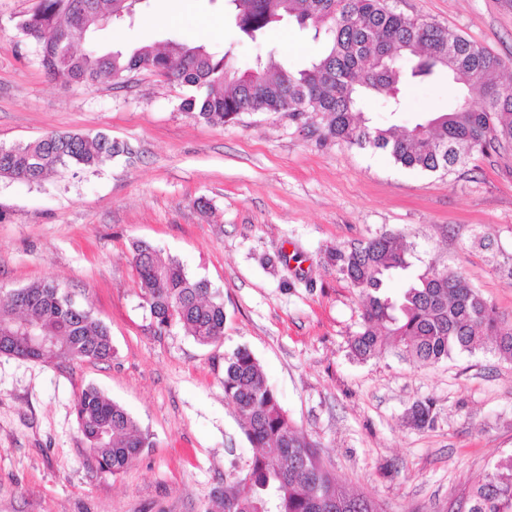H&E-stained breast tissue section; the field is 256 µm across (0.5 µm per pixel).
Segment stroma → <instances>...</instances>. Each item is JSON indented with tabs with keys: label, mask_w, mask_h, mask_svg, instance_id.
<instances>
[{
	"label": "stroma",
	"mask_w": 512,
	"mask_h": 512,
	"mask_svg": "<svg viewBox=\"0 0 512 512\" xmlns=\"http://www.w3.org/2000/svg\"><path fill=\"white\" fill-rule=\"evenodd\" d=\"M36 3L0 0V146L101 132L124 152L37 185L0 179V290L60 283L109 328L115 353L105 363L0 354V512H218L216 492L254 453L224 398V358L240 348L350 492L383 512H460L476 479L512 454V362L486 350L430 366L392 352L354 360L362 298L329 254L394 234L411 273L459 270L511 317L512 151L425 173L379 149L320 142V112L214 125L182 110L189 87L147 71L70 85L46 74L18 27ZM388 4L485 48L512 75V0ZM172 40L242 70L271 56L293 71L326 43L292 20L249 39L227 0H145L132 25L96 35L102 48ZM457 94L442 76L407 90L399 114L378 100L365 112L409 127ZM136 241L220 293L219 342L157 330L136 284ZM90 384L149 437L116 475L92 467L77 427L74 404ZM425 400L435 421L418 429L405 415Z\"/></svg>",
	"instance_id": "35a3bbf8"
}]
</instances>
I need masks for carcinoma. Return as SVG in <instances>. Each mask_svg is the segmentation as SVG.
<instances>
[{
    "label": "carcinoma",
    "instance_id": "cac0c4a2",
    "mask_svg": "<svg viewBox=\"0 0 512 512\" xmlns=\"http://www.w3.org/2000/svg\"><path fill=\"white\" fill-rule=\"evenodd\" d=\"M231 2L240 31L251 39L294 17L324 30V53L309 67L290 71L272 60L239 70L203 45L177 40L163 50L77 51L97 31V16L114 21L128 14L127 0H39L19 28L54 78L87 86L149 69L192 88L181 103L183 110L215 125L237 119L249 107L286 112L295 119L322 112L328 117L322 141L381 149L401 166L429 173L446 171L473 152L512 147V84L503 81L501 61L468 39L397 13L387 0ZM442 74L465 89L450 111L403 129L374 126L363 117V95L382 98L387 110L396 113L406 88ZM473 93L481 99L478 107ZM119 155L107 134L56 131L0 147V178L38 184L51 173L90 169ZM132 254L143 306L158 330L178 326L201 345L223 338L224 302L207 281L190 276L178 259L165 258L144 242L133 243ZM334 261L363 297L362 330L350 342L357 359L378 358L392 344L427 366L489 344L512 361V319L484 299L462 272L429 270L402 293L389 294L386 279L407 270L409 262L387 234L336 250ZM1 351L41 362L107 361L114 347L110 330L89 308L58 283L43 280L0 299ZM223 385L224 398L257 449L224 489V512H383L374 499L349 493L331 473L320 449L298 433L248 349L224 358ZM75 415L101 472L123 471L149 445L126 409L94 386L82 389ZM409 418L419 428L430 425L432 405L413 404ZM467 512H512V455L476 480Z\"/></svg>",
    "mask_w": 512,
    "mask_h": 512
}]
</instances>
